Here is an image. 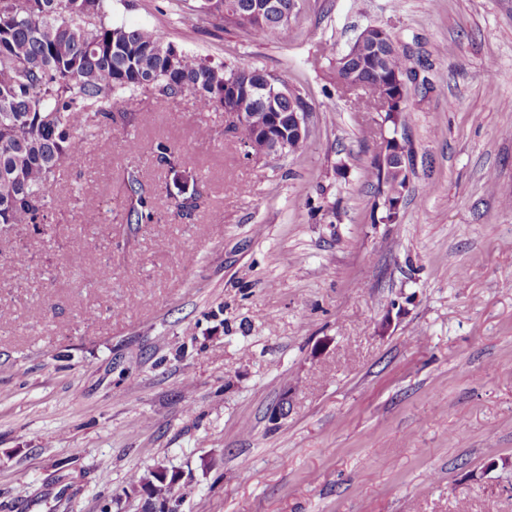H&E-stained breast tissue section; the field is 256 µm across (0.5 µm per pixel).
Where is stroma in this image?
<instances>
[{
    "label": "stroma",
    "mask_w": 512,
    "mask_h": 512,
    "mask_svg": "<svg viewBox=\"0 0 512 512\" xmlns=\"http://www.w3.org/2000/svg\"><path fill=\"white\" fill-rule=\"evenodd\" d=\"M109 3L282 77L308 135L251 159L227 112L126 98L137 123L55 186L86 206L50 214L51 238L0 237V512H141L129 476L159 462L184 475L180 512H512V0H298L263 37L195 0ZM371 26L417 73L392 224L367 176L382 116L331 73ZM131 170L153 223L127 221ZM183 174L204 197L188 219L167 194Z\"/></svg>",
    "instance_id": "obj_1"
}]
</instances>
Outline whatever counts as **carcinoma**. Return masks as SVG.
<instances>
[{"label": "carcinoma", "instance_id": "carcinoma-1", "mask_svg": "<svg viewBox=\"0 0 512 512\" xmlns=\"http://www.w3.org/2000/svg\"><path fill=\"white\" fill-rule=\"evenodd\" d=\"M106 0H0V233L20 224L46 234L45 212H66L78 203L72 193H55L60 169L74 162L95 143L96 132L118 121L129 125L133 116L114 112L112 105L128 94L166 101L184 93L194 96L203 110L221 108L244 113L233 127L240 144L260 151L266 144L268 116L296 110L303 97L286 88L285 81L260 75L262 88L239 87L231 93L225 84L233 70L164 43L151 29L114 25L108 20ZM197 11L225 17L266 35L288 27L297 0H197ZM406 68L404 53L383 49L371 59L342 56L336 60V84L351 95L360 112L383 111L393 97L387 77ZM386 166L373 160L371 185L375 196L406 190L412 171L408 142L394 143ZM160 164L180 165V153L156 145ZM130 224H150L152 208L142 195L135 173H128ZM175 213L186 219L199 206L196 189L181 193L170 186ZM181 473L156 464L130 479L132 492L145 493L154 503L177 512L173 497Z\"/></svg>", "mask_w": 512, "mask_h": 512}]
</instances>
